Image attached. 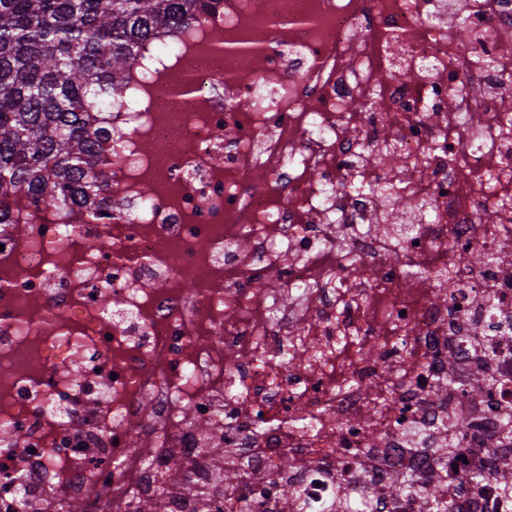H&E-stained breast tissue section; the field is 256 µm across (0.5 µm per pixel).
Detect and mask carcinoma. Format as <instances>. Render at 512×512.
I'll list each match as a JSON object with an SVG mask.
<instances>
[{"label":"carcinoma","mask_w":512,"mask_h":512,"mask_svg":"<svg viewBox=\"0 0 512 512\" xmlns=\"http://www.w3.org/2000/svg\"><path fill=\"white\" fill-rule=\"evenodd\" d=\"M207 0H0V224L11 204L38 212L81 207L110 236L97 153L103 124L123 103V79L153 35L195 22ZM390 495L423 494L426 512L448 502L409 472Z\"/></svg>","instance_id":"carcinoma-1"}]
</instances>
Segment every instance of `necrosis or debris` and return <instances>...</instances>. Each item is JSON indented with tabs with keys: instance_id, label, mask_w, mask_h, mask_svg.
<instances>
[{
	"instance_id": "1",
	"label": "necrosis or debris",
	"mask_w": 512,
	"mask_h": 512,
	"mask_svg": "<svg viewBox=\"0 0 512 512\" xmlns=\"http://www.w3.org/2000/svg\"><path fill=\"white\" fill-rule=\"evenodd\" d=\"M198 27L112 115L111 243L86 252L85 217L0 225V512H422L399 471L512 512V0H213ZM401 186L422 210L394 215ZM353 338L370 355L337 370Z\"/></svg>"
}]
</instances>
